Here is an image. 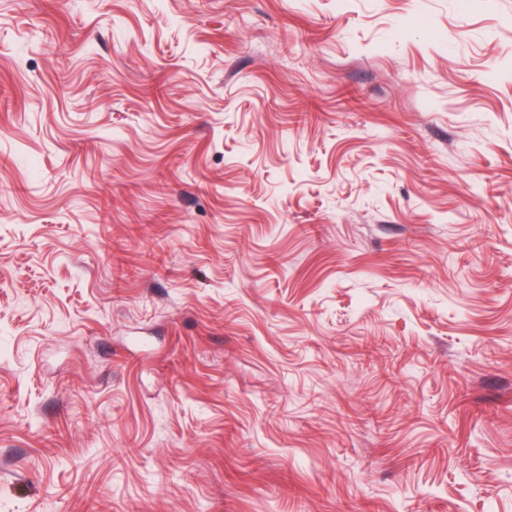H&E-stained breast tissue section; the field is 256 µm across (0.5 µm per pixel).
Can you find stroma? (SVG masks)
I'll return each instance as SVG.
<instances>
[{"instance_id":"1","label":"stroma","mask_w":512,"mask_h":512,"mask_svg":"<svg viewBox=\"0 0 512 512\" xmlns=\"http://www.w3.org/2000/svg\"><path fill=\"white\" fill-rule=\"evenodd\" d=\"M0 512H512V0H0Z\"/></svg>"}]
</instances>
